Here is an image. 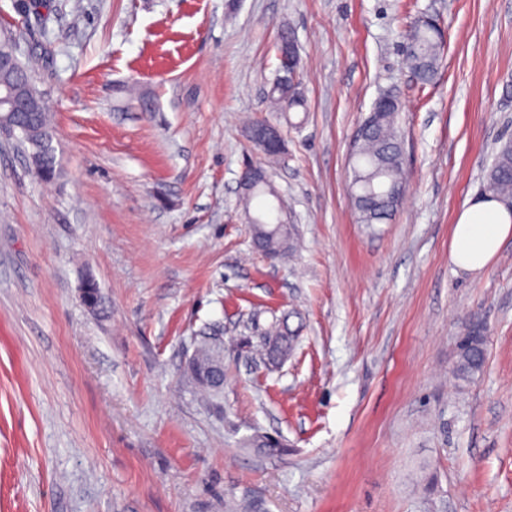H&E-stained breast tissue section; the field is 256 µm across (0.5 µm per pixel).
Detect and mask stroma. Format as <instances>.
I'll list each match as a JSON object with an SVG mask.
<instances>
[{
    "label": "stroma",
    "instance_id": "obj_1",
    "mask_svg": "<svg viewBox=\"0 0 512 512\" xmlns=\"http://www.w3.org/2000/svg\"><path fill=\"white\" fill-rule=\"evenodd\" d=\"M19 4L0 32L62 173L0 128V512H512V240L476 274L450 259L512 142V0H46L42 25ZM423 14L447 38L424 86L401 55ZM284 27L304 112L265 98ZM388 89L409 187L359 224L351 139ZM255 120L285 137L289 261L254 252L238 200ZM473 314L486 366L455 383ZM281 316L293 351L253 362ZM206 336L207 399L186 373Z\"/></svg>",
    "mask_w": 512,
    "mask_h": 512
}]
</instances>
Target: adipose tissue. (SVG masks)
Listing matches in <instances>:
<instances>
[{"label":"adipose tissue","instance_id":"1","mask_svg":"<svg viewBox=\"0 0 512 512\" xmlns=\"http://www.w3.org/2000/svg\"><path fill=\"white\" fill-rule=\"evenodd\" d=\"M511 238V210L488 196L469 200L456 218L451 260L461 271L480 272Z\"/></svg>","mask_w":512,"mask_h":512}]
</instances>
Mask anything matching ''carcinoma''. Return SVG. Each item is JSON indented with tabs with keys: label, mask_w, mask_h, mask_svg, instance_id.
<instances>
[{
	"label": "carcinoma",
	"mask_w": 512,
	"mask_h": 512,
	"mask_svg": "<svg viewBox=\"0 0 512 512\" xmlns=\"http://www.w3.org/2000/svg\"><path fill=\"white\" fill-rule=\"evenodd\" d=\"M442 32L435 24L423 21L412 23L404 36V56L408 67L423 84L433 81L444 57ZM16 69L0 70V86H14L26 98L29 112L25 119L17 121L6 112H0L1 125L19 126L21 142L27 144L33 170L38 178L49 183L61 174L60 161L53 147L54 132L43 93L35 82H26L22 74H31L29 67L15 60ZM270 102L284 111L304 107L299 87L279 77L269 83L267 92ZM398 108L370 110L365 118L367 134L355 148L351 162L350 199L357 223L383 224L391 219L406 187L402 164V149L397 127ZM250 138L266 159L280 161L286 150L271 151L263 147L257 133V124H252ZM486 190L492 197L512 200V146H503L496 155L486 177ZM282 204H265L253 217V244L269 257L285 256L293 251L291 232L273 215L280 214ZM466 343L459 347L453 376L457 380L470 381L483 373L486 365L484 328L480 320L470 319L465 326ZM294 336L288 328V316L274 323L266 349V358L272 362L285 358L292 351ZM219 359L209 342L198 345L194 363L187 366L192 380L210 394L218 393L220 377L214 372L202 376L199 371L215 366Z\"/></svg>",
	"instance_id": "obj_1"
}]
</instances>
